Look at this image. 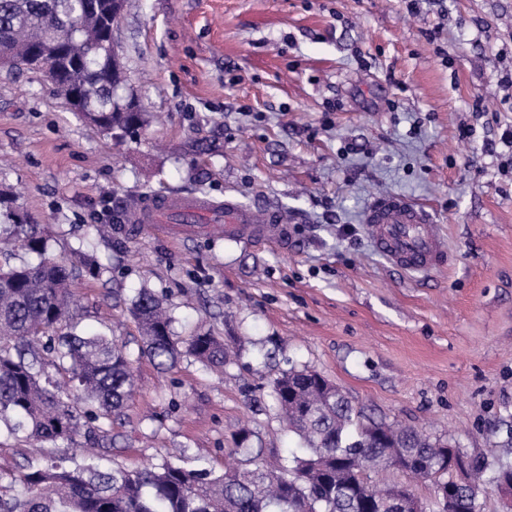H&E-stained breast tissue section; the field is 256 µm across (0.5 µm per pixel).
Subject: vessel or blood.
Wrapping results in <instances>:
<instances>
[{"instance_id":"obj_1","label":"vessel or blood","mask_w":512,"mask_h":512,"mask_svg":"<svg viewBox=\"0 0 512 512\" xmlns=\"http://www.w3.org/2000/svg\"><path fill=\"white\" fill-rule=\"evenodd\" d=\"M127 224H181L194 230L202 224H222L229 237L250 244L275 242L288 245V217L277 206L267 205L264 223L240 202L217 203L195 195L154 196L125 211ZM375 249L400 271L428 273L449 265L444 239L437 233L431 213L399 194L375 199L364 213Z\"/></svg>"}]
</instances>
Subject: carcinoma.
Masks as SVG:
<instances>
[{
  "instance_id": "obj_1",
  "label": "carcinoma",
  "mask_w": 512,
  "mask_h": 512,
  "mask_svg": "<svg viewBox=\"0 0 512 512\" xmlns=\"http://www.w3.org/2000/svg\"><path fill=\"white\" fill-rule=\"evenodd\" d=\"M114 0H0V45L13 49L12 70L29 71L47 44L57 42L52 66L56 89L76 100L82 117L109 135L130 133L142 114L120 103L115 77L97 46L111 29ZM12 220L20 248L43 255L46 241L26 230L14 202L0 196V210ZM80 264L43 259L12 265L0 251V427L10 436L73 447L79 438L119 419L131 394L133 360L116 340L87 335L71 326L57 335L59 322L73 318L76 301L70 284L93 260L79 250ZM140 333L139 354L165 370L183 356L222 368L224 341L208 332L175 338L163 303L146 289L132 302ZM33 340L40 353H28ZM68 375L74 398L63 397L46 367ZM271 404L299 444L274 473L257 465L216 475L207 467L187 469L170 462L137 471L103 470L99 454L81 462L50 456L31 461L16 482L21 496L0 486V512H398L381 507L390 488L376 489L372 472L404 461L443 477L445 445L411 427L375 421L341 388L315 370H289L271 381ZM97 427L83 428L82 418Z\"/></svg>"
}]
</instances>
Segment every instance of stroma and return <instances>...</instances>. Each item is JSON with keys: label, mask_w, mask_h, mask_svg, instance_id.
<instances>
[{"label": "stroma", "mask_w": 512, "mask_h": 512, "mask_svg": "<svg viewBox=\"0 0 512 512\" xmlns=\"http://www.w3.org/2000/svg\"><path fill=\"white\" fill-rule=\"evenodd\" d=\"M126 0L113 30L118 91L146 112L136 135L84 123L37 72L0 70V189L65 260L90 244L75 287L81 328L135 354L136 390L99 436L110 464L283 462L295 436L257 412L279 371L308 368L368 415L480 455V512L512 439V169L487 150L512 126V0ZM482 111H475V101ZM426 207L453 259L397 271L363 222L378 197ZM156 194L236 197L294 218L288 248L213 227L184 235L92 230ZM175 336H220L223 372L138 357L139 289ZM65 443L0 435V482Z\"/></svg>", "instance_id": "35a3bbf8"}]
</instances>
